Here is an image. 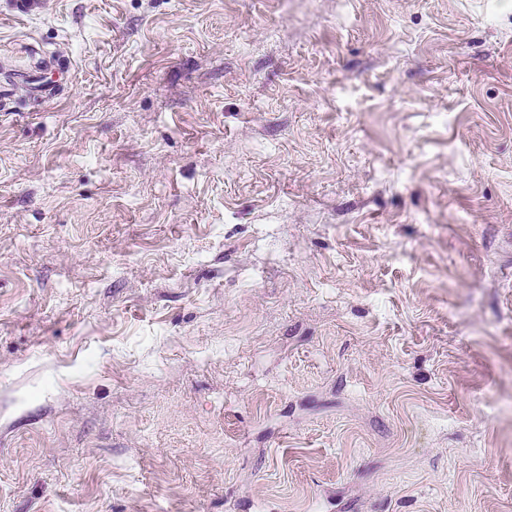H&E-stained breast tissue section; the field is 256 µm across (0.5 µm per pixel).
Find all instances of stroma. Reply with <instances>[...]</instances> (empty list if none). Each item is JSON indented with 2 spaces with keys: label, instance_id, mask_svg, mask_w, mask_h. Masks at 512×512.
I'll list each match as a JSON object with an SVG mask.
<instances>
[{
  "label": "stroma",
  "instance_id": "obj_1",
  "mask_svg": "<svg viewBox=\"0 0 512 512\" xmlns=\"http://www.w3.org/2000/svg\"><path fill=\"white\" fill-rule=\"evenodd\" d=\"M0 512H512V0H0Z\"/></svg>",
  "mask_w": 512,
  "mask_h": 512
}]
</instances>
